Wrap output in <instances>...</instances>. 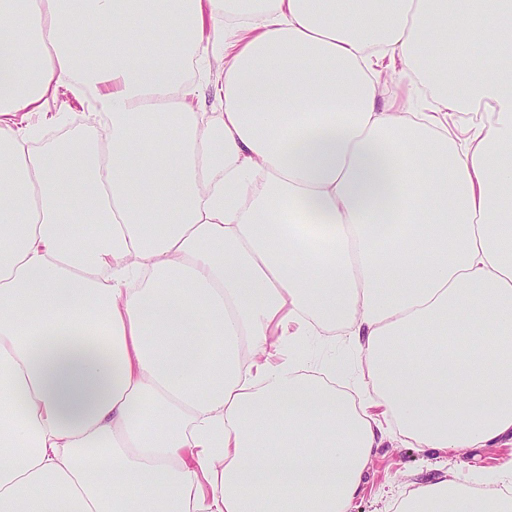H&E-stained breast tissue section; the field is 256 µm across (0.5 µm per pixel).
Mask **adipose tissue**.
<instances>
[{"label":"adipose tissue","instance_id":"ef3b65f1","mask_svg":"<svg viewBox=\"0 0 512 512\" xmlns=\"http://www.w3.org/2000/svg\"><path fill=\"white\" fill-rule=\"evenodd\" d=\"M138 3L86 0L100 59L71 0L0 9V512H352L390 437L512 444V0ZM63 84L88 123L41 143ZM335 336L356 368L312 367ZM393 509L500 512L444 477Z\"/></svg>","mask_w":512,"mask_h":512}]
</instances>
